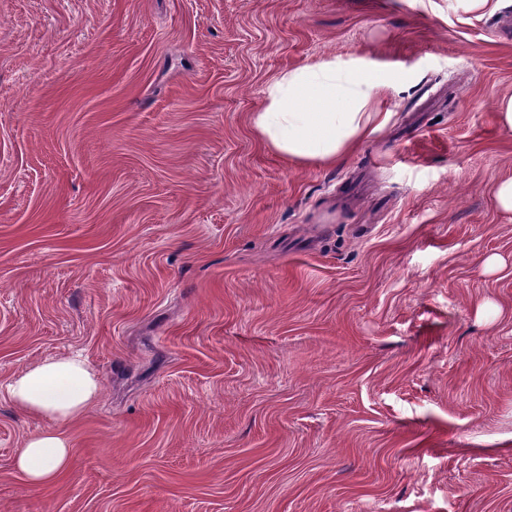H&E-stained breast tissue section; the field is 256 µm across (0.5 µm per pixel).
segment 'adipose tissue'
Segmentation results:
<instances>
[{"instance_id": "1", "label": "adipose tissue", "mask_w": 512, "mask_h": 512, "mask_svg": "<svg viewBox=\"0 0 512 512\" xmlns=\"http://www.w3.org/2000/svg\"><path fill=\"white\" fill-rule=\"evenodd\" d=\"M383 84L363 67L335 62L303 65L277 75L267 86L252 124L275 154L308 165H331L381 128ZM98 374L81 356L43 360L14 375L8 400L30 416L46 419L16 456L29 483L55 482L70 468L69 443L61 425L80 417L98 398Z\"/></svg>"}]
</instances>
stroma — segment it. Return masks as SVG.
<instances>
[{
  "mask_svg": "<svg viewBox=\"0 0 512 512\" xmlns=\"http://www.w3.org/2000/svg\"><path fill=\"white\" fill-rule=\"evenodd\" d=\"M512 0H0V383L82 353L71 468L0 397V512H512ZM385 126L274 154L280 72ZM384 84L361 66L303 65L266 87L252 124L275 154L308 165H332L381 128Z\"/></svg>",
  "mask_w": 512,
  "mask_h": 512,
  "instance_id": "obj_1",
  "label": "stroma"
}]
</instances>
